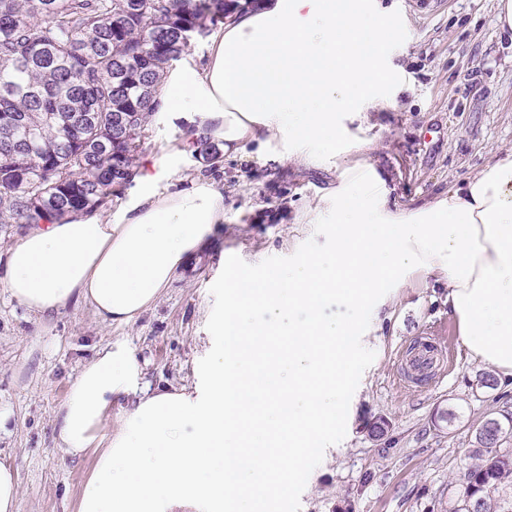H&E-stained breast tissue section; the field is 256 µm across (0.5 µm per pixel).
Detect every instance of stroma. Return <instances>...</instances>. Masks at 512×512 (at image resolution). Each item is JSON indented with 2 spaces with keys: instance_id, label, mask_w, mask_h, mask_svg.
I'll use <instances>...</instances> for the list:
<instances>
[{
  "instance_id": "1",
  "label": "stroma",
  "mask_w": 512,
  "mask_h": 512,
  "mask_svg": "<svg viewBox=\"0 0 512 512\" xmlns=\"http://www.w3.org/2000/svg\"><path fill=\"white\" fill-rule=\"evenodd\" d=\"M404 20L385 52L409 88L396 110L368 113L357 140L364 150L335 164L300 168L244 154L224 159V222L202 254L156 305L127 325H103L80 305L41 322L0 286V404L10 406L0 461L19 483L18 512H77L97 453L66 455L56 444V410L81 369L102 347L134 349L152 385H190L208 347V321L224 291V265L287 275L293 255L329 259L331 246L305 209L359 164L385 181L389 210L406 216L512 149V36L496 22V0H380ZM184 122L155 114L144 156L172 166L188 186L204 164L180 147ZM444 286L409 277L383 314L353 373L358 415L337 448L306 462L308 480L280 498L275 512H448L464 490L475 429L512 417V389L482 386L486 366L473 360L448 314ZM445 336L451 372L407 382L399 355ZM457 414L442 421L443 411ZM385 430L371 433L374 423Z\"/></svg>"
}]
</instances>
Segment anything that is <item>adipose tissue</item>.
<instances>
[{"instance_id":"1","label":"adipose tissue","mask_w":512,"mask_h":512,"mask_svg":"<svg viewBox=\"0 0 512 512\" xmlns=\"http://www.w3.org/2000/svg\"><path fill=\"white\" fill-rule=\"evenodd\" d=\"M399 25L376 0H258L212 34L202 68L169 73L159 109L200 116L225 156L250 148L264 158L279 142L281 160L318 165L347 140L349 123L397 107L384 52ZM173 176L142 161L137 198L114 219L32 226L8 247L0 285L40 317L87 304L103 324L130 323L224 221L216 179L200 174L171 189ZM323 202L334 213L333 266L301 255L284 280L226 271L222 345L205 351L193 385L141 384L140 362L124 348L103 347L83 367L57 410L59 448L72 457L98 451L78 512H271L327 447L329 406L355 405L347 368L370 330L323 318L320 306L383 308L414 273L445 283L468 353L512 380V151L407 222L389 214L385 189L363 173ZM287 307L310 315L282 329ZM258 308L263 322L249 323ZM284 365L292 378L283 388ZM123 396L130 408L103 432ZM271 407L279 420L269 429Z\"/></svg>"}]
</instances>
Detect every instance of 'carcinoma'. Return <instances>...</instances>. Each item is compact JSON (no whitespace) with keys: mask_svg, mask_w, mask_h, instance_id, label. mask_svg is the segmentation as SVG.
Instances as JSON below:
<instances>
[{"mask_svg":"<svg viewBox=\"0 0 512 512\" xmlns=\"http://www.w3.org/2000/svg\"><path fill=\"white\" fill-rule=\"evenodd\" d=\"M226 0H0V224L92 215L132 183L160 89ZM193 156L223 162L201 136ZM512 422L475 430L448 512H512Z\"/></svg>","mask_w":512,"mask_h":512,"instance_id":"obj_1","label":"carcinoma"}]
</instances>
